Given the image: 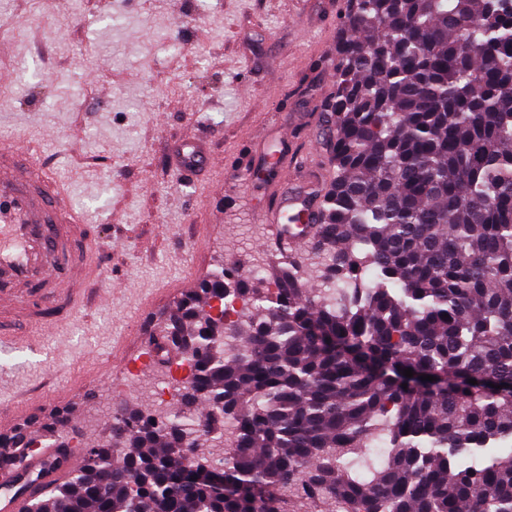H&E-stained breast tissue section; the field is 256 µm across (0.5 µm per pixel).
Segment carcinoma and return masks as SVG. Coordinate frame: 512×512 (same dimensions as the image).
I'll use <instances>...</instances> for the list:
<instances>
[{
  "mask_svg": "<svg viewBox=\"0 0 512 512\" xmlns=\"http://www.w3.org/2000/svg\"><path fill=\"white\" fill-rule=\"evenodd\" d=\"M335 79L318 223L276 291L211 273L162 329L194 367L179 408L112 410L27 512H512V0H346ZM230 285L234 358L205 312ZM215 411L239 422L222 466L188 428ZM61 422L0 433V465L33 426L70 447Z\"/></svg>",
  "mask_w": 512,
  "mask_h": 512,
  "instance_id": "carcinoma-1",
  "label": "carcinoma"
}]
</instances>
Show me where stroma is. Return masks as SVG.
Segmentation results:
<instances>
[{
  "label": "stroma",
  "instance_id": "1",
  "mask_svg": "<svg viewBox=\"0 0 512 512\" xmlns=\"http://www.w3.org/2000/svg\"><path fill=\"white\" fill-rule=\"evenodd\" d=\"M344 0H0V143L23 148L95 225L100 303L0 351V412L67 408L80 447L112 408L152 411L143 381L180 298L217 265L276 258L261 183L243 178L270 127L301 148L328 133L324 102ZM221 153L193 177L169 163L186 137ZM104 372L83 375L89 353Z\"/></svg>",
  "mask_w": 512,
  "mask_h": 512
}]
</instances>
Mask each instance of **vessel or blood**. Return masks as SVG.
<instances>
[{
  "instance_id": "obj_1",
  "label": "vessel or blood",
  "mask_w": 512,
  "mask_h": 512,
  "mask_svg": "<svg viewBox=\"0 0 512 512\" xmlns=\"http://www.w3.org/2000/svg\"><path fill=\"white\" fill-rule=\"evenodd\" d=\"M268 144L279 151L266 182L271 201L265 221L280 248L293 247L311 234L317 221L323 171L313 169L307 151L289 147L281 129L271 128ZM172 166L185 176L213 168L215 156L197 139L175 144ZM308 169L303 182L292 171ZM26 156L0 146V343L28 341L34 328L48 325V312L68 315L86 294V283L101 266L93 234L68 208L57 181L30 178ZM83 455L71 448H41L19 467L0 469V512H26L30 502L67 479Z\"/></svg>"
}]
</instances>
